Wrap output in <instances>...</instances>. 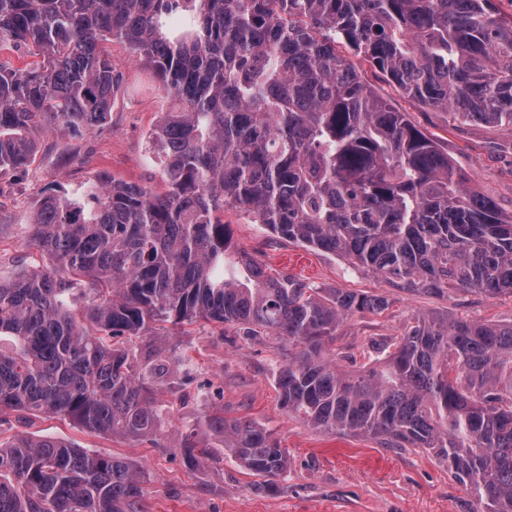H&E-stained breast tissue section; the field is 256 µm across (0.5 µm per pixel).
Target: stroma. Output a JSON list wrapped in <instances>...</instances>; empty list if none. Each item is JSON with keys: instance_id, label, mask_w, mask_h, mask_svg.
Here are the masks:
<instances>
[{"instance_id": "stroma-1", "label": "stroma", "mask_w": 512, "mask_h": 512, "mask_svg": "<svg viewBox=\"0 0 512 512\" xmlns=\"http://www.w3.org/2000/svg\"><path fill=\"white\" fill-rule=\"evenodd\" d=\"M104 48L126 79L107 126L83 137L39 132L23 183L0 190L1 281L49 268L48 256L28 240L35 207L52 189L80 193L86 179L98 173L156 192L165 189L157 160L146 148V135L167 103L125 44L108 42ZM364 76L425 134L437 138L472 187L491 196L504 214L512 213L511 128L449 124L446 113L421 111L372 71ZM224 221L233 246L271 272L320 288L388 298V310L348 317L326 343V353L344 369L372 366L377 344L392 340L422 314L512 323L510 294L409 295L382 275L354 271L338 256L277 237L238 210H225ZM165 334L162 346L173 364L171 375L156 383L166 411L155 440L98 436L67 418H22L15 413L0 419V439L48 436L125 457L143 477L150 512H478V501L446 464L422 449L387 448L370 437L319 431L288 413L276 385L277 371L288 361L287 339L253 338L235 326L220 330L200 323L171 327ZM214 413L255 423L287 450L288 471L276 478L273 488H263L260 477L250 475L228 453L203 471L189 470L179 447L182 435L195 430L199 447H216L219 438L204 423Z\"/></svg>"}]
</instances>
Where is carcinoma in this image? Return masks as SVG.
Returning a JSON list of instances; mask_svg holds the SVG:
<instances>
[{
	"label": "carcinoma",
	"mask_w": 512,
	"mask_h": 512,
	"mask_svg": "<svg viewBox=\"0 0 512 512\" xmlns=\"http://www.w3.org/2000/svg\"><path fill=\"white\" fill-rule=\"evenodd\" d=\"M125 43L174 105L147 136L166 191L96 174L45 195L28 245L46 271L0 281V414L67 415L96 434L146 439L171 375L137 373L133 338L161 323L239 325L284 337L282 403L306 425L422 448L483 505L512 512V324L426 315L375 365L324 351L345 318L384 296L315 288L229 252L221 215L387 277L409 295L512 294V215L457 177L448 153L362 75L459 123L512 127V16L492 0H0V178L51 129L93 133L123 74ZM87 286L80 317L70 291ZM241 467L273 478L288 453L248 421L207 417ZM191 430V470L221 459ZM0 512H148L131 463L52 437L0 444Z\"/></svg>",
	"instance_id": "carcinoma-1"
}]
</instances>
